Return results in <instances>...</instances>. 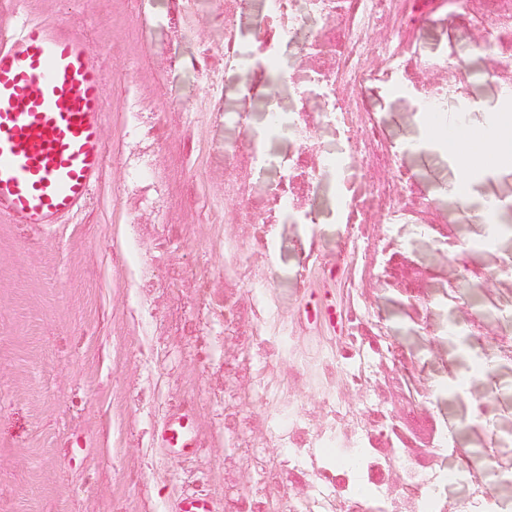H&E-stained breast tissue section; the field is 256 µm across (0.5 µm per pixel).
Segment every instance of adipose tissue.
<instances>
[{"label":"adipose tissue","instance_id":"1","mask_svg":"<svg viewBox=\"0 0 512 512\" xmlns=\"http://www.w3.org/2000/svg\"><path fill=\"white\" fill-rule=\"evenodd\" d=\"M485 112L484 123L470 128L454 142L449 141L433 113H422L423 133L413 145L414 150L421 153L447 151L458 171L448 197L465 209L471 204L472 187L476 182L512 175V113L500 106Z\"/></svg>","mask_w":512,"mask_h":512}]
</instances>
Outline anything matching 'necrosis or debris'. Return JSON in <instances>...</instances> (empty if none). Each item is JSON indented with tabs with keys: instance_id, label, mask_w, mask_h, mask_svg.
I'll use <instances>...</instances> for the list:
<instances>
[{
	"instance_id": "1",
	"label": "necrosis or debris",
	"mask_w": 512,
	"mask_h": 512,
	"mask_svg": "<svg viewBox=\"0 0 512 512\" xmlns=\"http://www.w3.org/2000/svg\"><path fill=\"white\" fill-rule=\"evenodd\" d=\"M265 20L253 33L252 49L242 45L240 33L252 0H224L220 24L224 42L220 51L206 49L194 56L191 68L202 82L200 111L213 112L224 99L230 73L254 70L256 57L276 60L284 49L305 57L291 110L270 105L267 96L250 90L249 100L265 106L274 131L288 134L298 144L297 155L308 160L305 178L293 192L281 196L276 211L254 210L248 196L238 199L239 216L251 224H267L290 216L302 224L322 218L313 197L317 186L335 177L345 186L339 202L344 223L410 224L429 212L425 197L412 191L410 178L397 168V152L371 113L362 92L386 73L392 83L416 90L433 111H446L448 98L468 82L470 74L450 66L452 81L436 76L440 65L422 60L407 35L428 16V0H263ZM453 21H474L484 28L483 48L499 58L504 86L512 88V50L503 48V36L512 34V0H444ZM322 123L334 126L345 141L343 156L333 160L316 148L314 130Z\"/></svg>"
}]
</instances>
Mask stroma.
I'll list each match as a JSON object with an SVG mask.
<instances>
[{
    "mask_svg": "<svg viewBox=\"0 0 512 512\" xmlns=\"http://www.w3.org/2000/svg\"><path fill=\"white\" fill-rule=\"evenodd\" d=\"M220 0H199L197 34L181 38L152 0H110L100 19L89 0H32L41 18L87 34L107 68L108 162L95 199L75 224L0 223V512H170L185 491L209 495L217 512L256 502L275 512H336L348 449L382 448L377 413L398 416L411 437L410 463L437 475L459 471L451 505L477 486L462 460L428 453L433 428L450 426L457 447L477 449L474 407L483 403L500 436L512 438V363L499 361L498 393L471 378L465 394L448 392L449 370L469 364L456 331L474 311L448 299L461 267L417 224L352 228L338 213L335 178L319 187V224H245L224 199L230 160L225 142L258 145L274 163L248 191L268 197L296 153L295 140L273 133L263 110L246 126L220 112L197 118L190 107L202 86L192 71L168 68L169 52L197 55L200 40L220 45ZM423 57L469 44L471 73L448 110L467 125L502 94L485 75L475 34L441 13L412 34ZM386 137L404 144L421 134L414 101L378 81L365 92ZM158 114L163 136L158 174L165 203L127 204L122 157L130 149L132 101ZM398 165L431 200L439 224L461 240L477 222L449 206L456 178L447 153L400 156ZM401 243L428 299L419 331L392 285L378 275V249ZM235 293L239 333H224V295ZM362 322L415 359L428 397L409 404L406 378L367 342ZM192 411L201 446L184 459L165 457L152 434L166 411ZM86 448L71 457L70 443Z\"/></svg>",
    "mask_w": 512,
    "mask_h": 512,
    "instance_id": "1",
    "label": "stroma"
}]
</instances>
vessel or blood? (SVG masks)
<instances>
[{
    "label": "vessel or blood",
    "instance_id": "obj_1",
    "mask_svg": "<svg viewBox=\"0 0 512 512\" xmlns=\"http://www.w3.org/2000/svg\"><path fill=\"white\" fill-rule=\"evenodd\" d=\"M106 69L83 34L17 10L0 20V222L66 224L82 215L107 159ZM154 445L195 452L196 420L167 413ZM171 512H216L196 495Z\"/></svg>",
    "mask_w": 512,
    "mask_h": 512
}]
</instances>
